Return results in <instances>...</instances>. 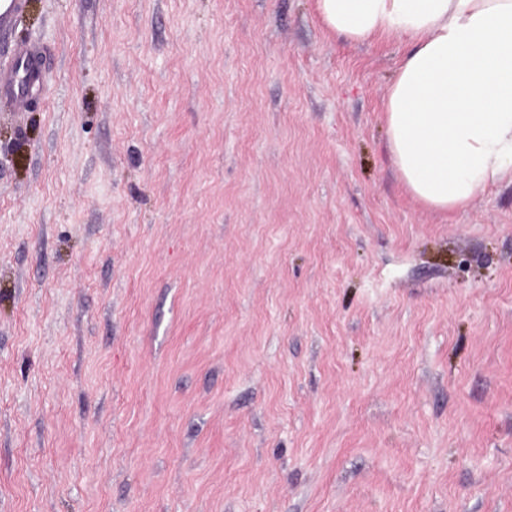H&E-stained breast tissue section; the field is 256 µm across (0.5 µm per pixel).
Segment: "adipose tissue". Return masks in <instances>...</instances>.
Instances as JSON below:
<instances>
[{"instance_id":"obj_1","label":"adipose tissue","mask_w":512,"mask_h":512,"mask_svg":"<svg viewBox=\"0 0 512 512\" xmlns=\"http://www.w3.org/2000/svg\"><path fill=\"white\" fill-rule=\"evenodd\" d=\"M323 26L410 50L384 103L407 192L441 212L512 182V0H317Z\"/></svg>"}]
</instances>
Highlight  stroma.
Segmentation results:
<instances>
[{
  "mask_svg": "<svg viewBox=\"0 0 512 512\" xmlns=\"http://www.w3.org/2000/svg\"><path fill=\"white\" fill-rule=\"evenodd\" d=\"M0 112V512H512V183L395 170L409 51L316 0H27ZM37 48L29 43L12 47V62L0 64V104L9 112H24L28 108L29 90L35 83L33 67L37 62Z\"/></svg>",
  "mask_w": 512,
  "mask_h": 512,
  "instance_id": "stroma-1",
  "label": "stroma"
}]
</instances>
